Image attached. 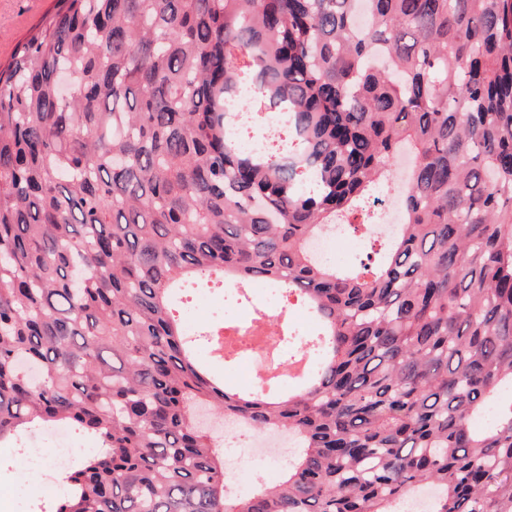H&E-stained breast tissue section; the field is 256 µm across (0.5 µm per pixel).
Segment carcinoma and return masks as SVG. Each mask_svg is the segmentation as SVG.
Instances as JSON below:
<instances>
[{"label": "carcinoma", "mask_w": 512, "mask_h": 512, "mask_svg": "<svg viewBox=\"0 0 512 512\" xmlns=\"http://www.w3.org/2000/svg\"><path fill=\"white\" fill-rule=\"evenodd\" d=\"M404 148L388 255L317 261ZM204 282L299 296L309 377L224 385ZM509 387L512 0H55L0 64V444H99L38 512H512ZM199 408L291 435L280 481L232 495ZM347 226L336 224L328 235H318L309 240L307 249L317 259H322L330 253L337 252L345 246Z\"/></svg>", "instance_id": "carcinoma-1"}]
</instances>
